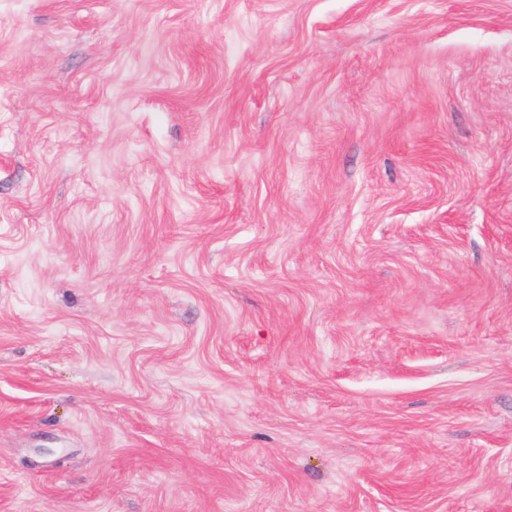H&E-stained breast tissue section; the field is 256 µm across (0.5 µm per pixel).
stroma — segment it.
<instances>
[{"instance_id":"obj_1","label":"stroma","mask_w":512,"mask_h":512,"mask_svg":"<svg viewBox=\"0 0 512 512\" xmlns=\"http://www.w3.org/2000/svg\"><path fill=\"white\" fill-rule=\"evenodd\" d=\"M0 512H512V0H0Z\"/></svg>"}]
</instances>
